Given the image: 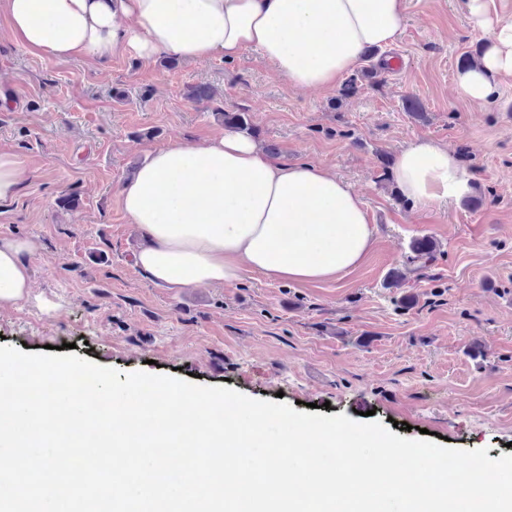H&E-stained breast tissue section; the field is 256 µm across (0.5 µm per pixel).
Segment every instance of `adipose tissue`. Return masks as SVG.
Here are the masks:
<instances>
[{"label": "adipose tissue", "mask_w": 512, "mask_h": 512, "mask_svg": "<svg viewBox=\"0 0 512 512\" xmlns=\"http://www.w3.org/2000/svg\"><path fill=\"white\" fill-rule=\"evenodd\" d=\"M0 9L20 44L53 58L207 62L250 46L298 89L335 86L366 49L392 44L404 22V0H0ZM492 32L481 58L456 77L472 102L487 99L492 74L512 72V22ZM394 176L422 208L473 192L453 152L427 138L400 152ZM118 195L143 241L135 266L177 291L232 283L246 271L273 282L335 279L374 243L367 207L347 181L319 164L279 161L234 130L150 150ZM35 250L31 240L0 237V309L27 296L25 257Z\"/></svg>", "instance_id": "1"}]
</instances>
